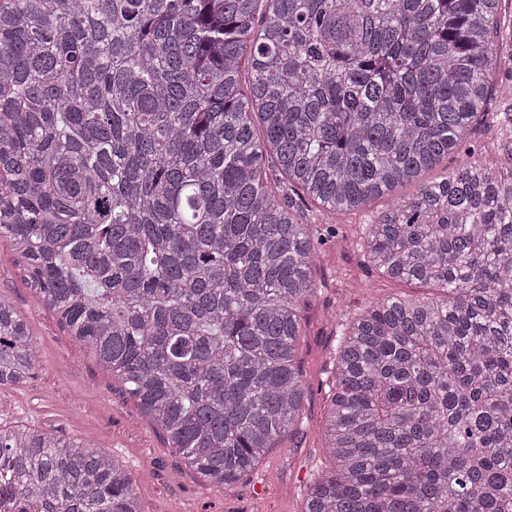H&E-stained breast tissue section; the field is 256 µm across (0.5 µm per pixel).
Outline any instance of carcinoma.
I'll use <instances>...</instances> for the list:
<instances>
[{"mask_svg":"<svg viewBox=\"0 0 512 512\" xmlns=\"http://www.w3.org/2000/svg\"><path fill=\"white\" fill-rule=\"evenodd\" d=\"M512 0H0V238L168 447L230 490L304 419L307 220L394 200L301 512H512ZM500 163L461 142L486 120ZM39 350L0 298V388ZM22 512H143L88 439L0 427Z\"/></svg>","mask_w":512,"mask_h":512,"instance_id":"1","label":"carcinoma"}]
</instances>
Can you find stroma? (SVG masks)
Listing matches in <instances>:
<instances>
[{"instance_id": "1", "label": "stroma", "mask_w": 512, "mask_h": 512, "mask_svg": "<svg viewBox=\"0 0 512 512\" xmlns=\"http://www.w3.org/2000/svg\"><path fill=\"white\" fill-rule=\"evenodd\" d=\"M387 204L383 197L328 215L339 235L318 258L319 292L304 312L299 358L308 396L302 431L282 437L232 489L204 486L167 448L120 383L58 326L27 285L6 239L0 240V297L28 324L40 361L23 383L0 389V424L88 438L108 449L136 481L144 512H300L307 485L328 464L322 447L336 338L342 330L339 314L355 316L369 301L394 294H423L416 285L386 279L365 266V226Z\"/></svg>"}]
</instances>
